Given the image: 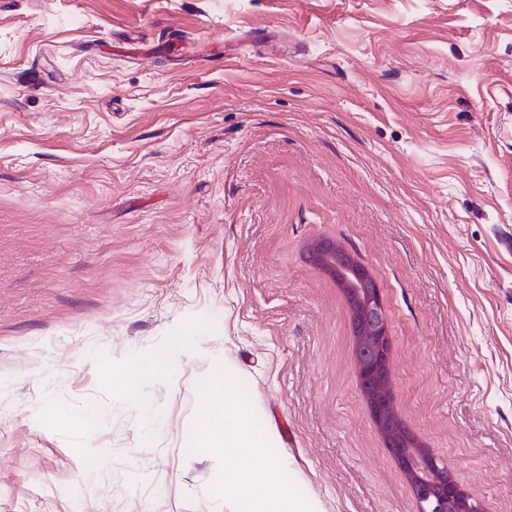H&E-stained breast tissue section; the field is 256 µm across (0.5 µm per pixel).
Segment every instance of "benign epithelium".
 <instances>
[{
    "label": "benign epithelium",
    "instance_id": "benign-epithelium-1",
    "mask_svg": "<svg viewBox=\"0 0 512 512\" xmlns=\"http://www.w3.org/2000/svg\"><path fill=\"white\" fill-rule=\"evenodd\" d=\"M306 255L311 264L333 276L346 294L358 387L376 429L407 478L417 512H486L483 501L456 480L448 463L419 442L398 414L389 387V319L375 277L333 242H318Z\"/></svg>",
    "mask_w": 512,
    "mask_h": 512
}]
</instances>
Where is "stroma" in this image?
Returning a JSON list of instances; mask_svg holds the SVG:
<instances>
[{
  "instance_id": "1",
  "label": "stroma",
  "mask_w": 512,
  "mask_h": 512,
  "mask_svg": "<svg viewBox=\"0 0 512 512\" xmlns=\"http://www.w3.org/2000/svg\"><path fill=\"white\" fill-rule=\"evenodd\" d=\"M322 240L405 425L512 512V0H0V512H228L216 363L299 497L417 512ZM306 255L311 264L333 276L346 294L358 387L376 429L407 478L417 512H486L483 501L456 480L448 463L419 442L398 414L389 387V319L375 277L333 242H317ZM166 370V360L165 357H159L155 359L153 362L139 367H122L117 371L109 370L111 377L113 378V383L117 386L118 390L121 393H125L127 390V386L129 380L132 376L140 371H144L146 373H161Z\"/></svg>"
}]
</instances>
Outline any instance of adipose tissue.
I'll return each mask as SVG.
<instances>
[{
	"label": "adipose tissue",
	"instance_id": "obj_1",
	"mask_svg": "<svg viewBox=\"0 0 512 512\" xmlns=\"http://www.w3.org/2000/svg\"><path fill=\"white\" fill-rule=\"evenodd\" d=\"M205 391L200 445L224 456L220 483L230 492L229 512H318L313 501L276 486L277 470L264 455L266 432L255 424L234 371L213 366Z\"/></svg>",
	"mask_w": 512,
	"mask_h": 512
}]
</instances>
